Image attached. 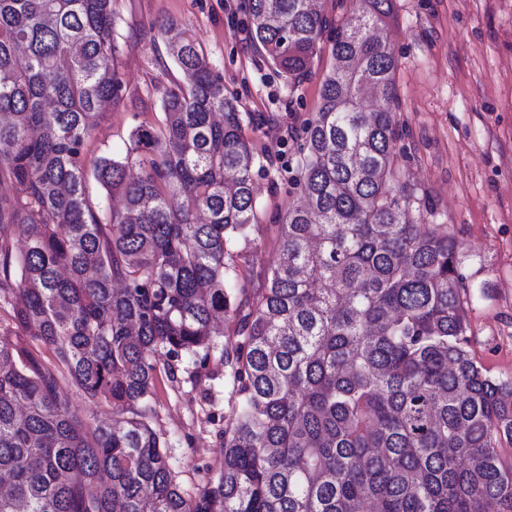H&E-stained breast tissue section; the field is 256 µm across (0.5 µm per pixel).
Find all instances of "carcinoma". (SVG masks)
Masks as SVG:
<instances>
[{"mask_svg":"<svg viewBox=\"0 0 512 512\" xmlns=\"http://www.w3.org/2000/svg\"><path fill=\"white\" fill-rule=\"evenodd\" d=\"M247 7L291 83L322 41L332 57L304 203L254 289L231 260L258 224L256 157L194 35L157 22L181 74L163 123L90 159L122 88L112 0H0V512H512V380L471 358L460 245L420 223L432 208L393 164L397 60L372 32L394 0L339 21L308 0ZM367 88L382 108L363 109ZM220 314L236 402L219 476L188 499L149 419L154 358L208 347ZM61 371L112 418L86 427Z\"/></svg>","mask_w":512,"mask_h":512,"instance_id":"1","label":"carcinoma"}]
</instances>
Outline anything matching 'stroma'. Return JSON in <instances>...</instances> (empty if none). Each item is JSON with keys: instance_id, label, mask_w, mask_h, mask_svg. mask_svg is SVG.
<instances>
[{"instance_id": "35a3bbf8", "label": "stroma", "mask_w": 512, "mask_h": 512, "mask_svg": "<svg viewBox=\"0 0 512 512\" xmlns=\"http://www.w3.org/2000/svg\"><path fill=\"white\" fill-rule=\"evenodd\" d=\"M247 0H112L120 103L88 138V157L121 153L138 124L159 125L162 92L180 74L154 23L189 28L224 93L244 114L243 136L258 164L259 228L235 248L237 272L258 287L279 256L277 224L299 195L291 178L305 124L320 106L329 48L292 85L251 38ZM389 41L397 60L394 165L429 201L428 224L462 245L460 266L469 350L491 375L512 378V0H395ZM223 323L209 349L159 352L150 421L185 496L217 478L224 417L232 404L224 379Z\"/></svg>"}]
</instances>
